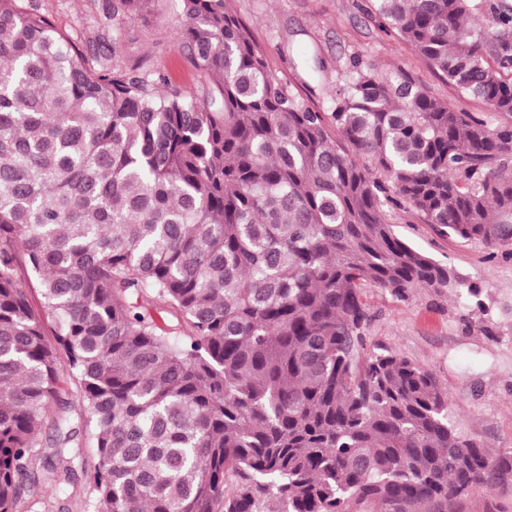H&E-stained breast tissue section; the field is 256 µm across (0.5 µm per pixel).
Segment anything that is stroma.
Wrapping results in <instances>:
<instances>
[{
  "mask_svg": "<svg viewBox=\"0 0 512 512\" xmlns=\"http://www.w3.org/2000/svg\"><path fill=\"white\" fill-rule=\"evenodd\" d=\"M32 2L73 36L88 38L112 25L109 0ZM230 5L273 73L312 108L327 110L331 91L347 80L357 61L384 79L428 90L455 111H490L439 77L402 38L382 30L372 0H230ZM180 35L179 0H153L150 12L121 25L117 51L126 63L142 64L192 90L199 76L179 52ZM307 57L319 59L322 70H308ZM385 213L401 239L477 288L480 305L430 288L411 289L399 300L368 287V345H382L431 369L448 392L450 418L459 432L495 450L512 448V253L441 235L410 210L389 207ZM48 504L63 512H95L88 476L53 493L39 491L21 501L18 512H44Z\"/></svg>",
  "mask_w": 512,
  "mask_h": 512,
  "instance_id": "obj_1",
  "label": "stroma"
}]
</instances>
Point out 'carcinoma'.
<instances>
[{
  "label": "carcinoma",
  "instance_id": "obj_1",
  "mask_svg": "<svg viewBox=\"0 0 512 512\" xmlns=\"http://www.w3.org/2000/svg\"><path fill=\"white\" fill-rule=\"evenodd\" d=\"M180 2L192 91L0 0V512L72 481L86 432L100 512H463L512 489V450L460 434L429 369L367 348L364 298L478 296L389 204L512 247V0H374L488 115L356 62L313 109L229 0ZM503 503L509 506L511 496H502L498 490H489L486 488H479L472 492L464 502L465 512H488L493 508L495 503Z\"/></svg>",
  "mask_w": 512,
  "mask_h": 512
}]
</instances>
